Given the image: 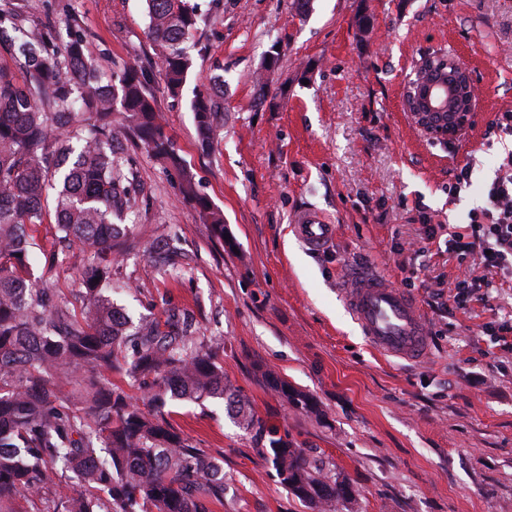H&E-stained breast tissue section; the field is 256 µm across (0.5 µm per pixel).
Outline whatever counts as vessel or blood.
<instances>
[{
	"mask_svg": "<svg viewBox=\"0 0 512 512\" xmlns=\"http://www.w3.org/2000/svg\"><path fill=\"white\" fill-rule=\"evenodd\" d=\"M294 230L301 242L316 250L335 237L334 224L316 210L301 212ZM340 295L372 348L410 363L426 358L429 329L416 300L408 293L391 287L373 272L352 269L346 273Z\"/></svg>",
	"mask_w": 512,
	"mask_h": 512,
	"instance_id": "1",
	"label": "vessel or blood"
}]
</instances>
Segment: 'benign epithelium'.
<instances>
[{
    "mask_svg": "<svg viewBox=\"0 0 512 512\" xmlns=\"http://www.w3.org/2000/svg\"><path fill=\"white\" fill-rule=\"evenodd\" d=\"M478 92L469 65L453 50L422 56L407 79L403 105L429 140L452 145L474 123Z\"/></svg>",
    "mask_w": 512,
    "mask_h": 512,
    "instance_id": "7a95c632",
    "label": "benign epithelium"
}]
</instances>
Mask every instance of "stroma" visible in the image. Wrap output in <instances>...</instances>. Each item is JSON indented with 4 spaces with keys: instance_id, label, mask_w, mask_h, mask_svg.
Returning a JSON list of instances; mask_svg holds the SVG:
<instances>
[{
    "instance_id": "obj_1",
    "label": "stroma",
    "mask_w": 512,
    "mask_h": 512,
    "mask_svg": "<svg viewBox=\"0 0 512 512\" xmlns=\"http://www.w3.org/2000/svg\"><path fill=\"white\" fill-rule=\"evenodd\" d=\"M13 2L26 26L51 21L61 33L77 18L102 72L145 79L178 155L224 213L220 241L184 199L179 172L118 139L135 204L112 264L114 305L135 322L180 310L202 338L221 340L226 387L351 481L354 500L335 512H512V332L491 333L512 318V282L457 304L460 274L485 271L445 247L447 226L483 205V186L512 151L495 128L512 112V0H309L302 14L293 0H194L193 66L177 97L160 75L142 0ZM449 47L479 92L475 123L453 147L421 137L402 103L415 60ZM271 53L277 65L262 73ZM200 92L221 103L205 146L191 110ZM464 167L471 187L449 197ZM307 208L336 225L326 249L310 250L293 230ZM54 222L46 214L35 232L32 269L71 300L88 254L60 243ZM430 222L439 226L432 240ZM351 264L418 300L430 328L425 363L367 346L337 291ZM261 367L314 398L321 416L281 399ZM167 409L224 466V501L211 512H311L223 400Z\"/></svg>"
}]
</instances>
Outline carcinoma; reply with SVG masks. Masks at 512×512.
I'll return each instance as SVG.
<instances>
[{
	"label": "carcinoma",
	"mask_w": 512,
	"mask_h": 512,
	"mask_svg": "<svg viewBox=\"0 0 512 512\" xmlns=\"http://www.w3.org/2000/svg\"><path fill=\"white\" fill-rule=\"evenodd\" d=\"M145 4L165 87L176 96L192 67L185 44L197 7L190 0ZM8 16L13 23L0 24V41L9 43L24 80L0 67V512H22L20 503L35 500L52 502L53 512H211L224 501V468L162 408L225 397L219 345L174 311L134 325L104 294L112 274L106 256L120 245L133 209L112 123L120 120L158 162L180 171L185 197L219 241L224 212L183 168L145 81L133 73L99 78L70 23L60 49L50 26H19L14 9ZM216 108L203 93L191 103L203 144L214 136ZM50 191L62 238L93 254L81 274L79 311L32 277L29 229L43 223ZM114 376L148 385L150 409L132 403ZM264 378L294 408L319 414L306 393L270 371ZM227 406L312 512L353 498L348 478L328 476L243 399L232 395Z\"/></svg>",
	"instance_id": "cac0c4a2"
}]
</instances>
